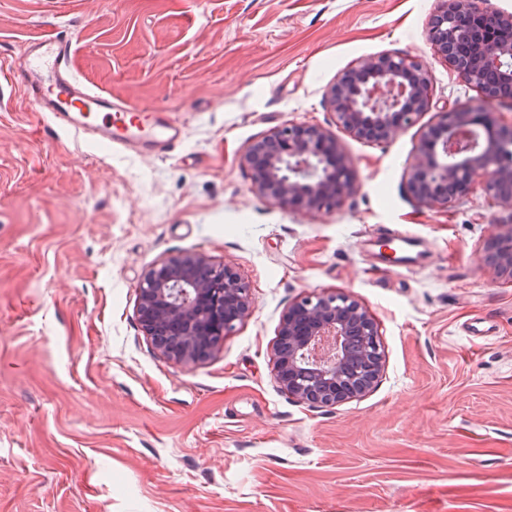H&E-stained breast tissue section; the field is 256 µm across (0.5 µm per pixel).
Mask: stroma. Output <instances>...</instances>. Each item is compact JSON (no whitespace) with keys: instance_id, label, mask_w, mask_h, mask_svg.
Returning a JSON list of instances; mask_svg holds the SVG:
<instances>
[{"instance_id":"35a3bbf8","label":"stroma","mask_w":512,"mask_h":512,"mask_svg":"<svg viewBox=\"0 0 512 512\" xmlns=\"http://www.w3.org/2000/svg\"><path fill=\"white\" fill-rule=\"evenodd\" d=\"M435 0H0V512H512V282L482 247L512 211L448 208L404 170L437 111L512 122L435 59ZM71 31L93 88L185 129L167 156L58 128L8 69ZM420 56L431 109L384 143L336 123L324 90L359 58ZM320 125L355 191L284 209L239 158L288 121ZM232 265L253 315L206 359L159 354L137 287L160 260ZM348 292L378 324L366 396L313 407L272 378L282 312Z\"/></svg>"}]
</instances>
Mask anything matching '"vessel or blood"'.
I'll return each mask as SVG.
<instances>
[{"mask_svg": "<svg viewBox=\"0 0 512 512\" xmlns=\"http://www.w3.org/2000/svg\"><path fill=\"white\" fill-rule=\"evenodd\" d=\"M72 53L70 34H51L25 46L17 69L24 97L49 113L57 126L104 148L168 154L181 144L183 131L175 122L82 85L70 68Z\"/></svg>", "mask_w": 512, "mask_h": 512, "instance_id": "1", "label": "vessel or blood"}]
</instances>
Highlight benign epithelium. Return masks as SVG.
<instances>
[{"label":"benign epithelium","instance_id":"7a95c632","mask_svg":"<svg viewBox=\"0 0 512 512\" xmlns=\"http://www.w3.org/2000/svg\"><path fill=\"white\" fill-rule=\"evenodd\" d=\"M478 0H435L426 37L433 55L469 81L486 101L512 102V43L488 40ZM427 67L415 55L359 59L327 87L337 125L370 142L391 139L430 109ZM259 194L279 207L334 208L356 189L351 167L323 127L286 122L241 156ZM422 207L446 208L477 188L512 210V124L466 105L437 113L404 173ZM493 280H512V224L497 225L483 247ZM250 288L233 267L184 253L152 266L138 286L143 333L167 359L191 366L252 315ZM273 380L302 403L335 406L369 393L383 371L378 327L347 293L306 295L282 314Z\"/></svg>","mask_w":512,"mask_h":512}]
</instances>
